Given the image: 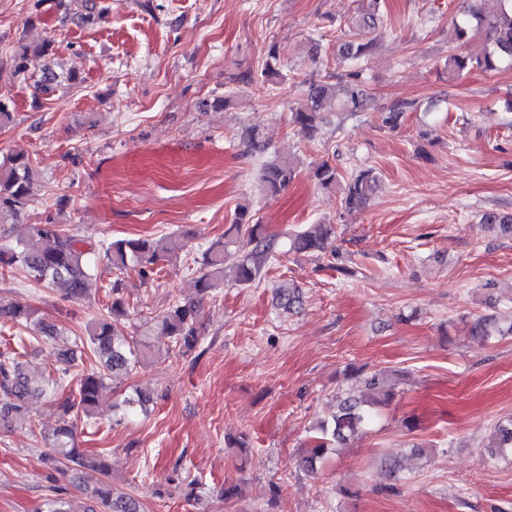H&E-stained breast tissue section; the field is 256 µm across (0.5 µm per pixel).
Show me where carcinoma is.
<instances>
[{"label":"carcinoma","instance_id":"1","mask_svg":"<svg viewBox=\"0 0 512 512\" xmlns=\"http://www.w3.org/2000/svg\"><path fill=\"white\" fill-rule=\"evenodd\" d=\"M74 1L82 7L81 12L75 14L81 23L94 25L104 18L105 10L99 7L98 0H59L60 6L66 10L63 19L70 18L68 10ZM383 7L384 0H360L358 18L343 33L340 46L342 58L360 61L371 56L376 45L373 33L378 28ZM453 31L456 40L463 45L481 32L485 33V41L476 55L460 52L450 56L445 63L448 72L459 77L474 70L487 73L512 68V0H498V9L493 13H484L473 5L461 10L453 23ZM279 58V45H271L260 72L261 82L269 83L279 75L276 68ZM35 61L40 62V77L36 81L40 92L47 93L61 84L79 83L76 73L56 67L50 41L20 45L11 57L10 76L17 79L33 76L31 66ZM366 96L363 79L357 72L310 78L305 81L303 103L291 112L292 123L305 139L313 141L325 123L328 109L360 112ZM414 110L416 104L413 102L395 103L382 113V123L395 129L400 126L404 114ZM239 140L248 153L261 151L265 145L259 128L255 126L242 128ZM298 166L299 163L290 159L275 158L264 162L261 184L265 193L274 196L288 187L296 176ZM311 177L319 186L329 188L339 181L340 173L335 164L322 160L312 166ZM377 183L378 177L371 169L352 172L343 198L345 208L352 210L364 206L375 193ZM32 185L33 163L29 156L10 155L0 163V223L8 217L17 220L28 208ZM480 224L512 232V215L485 212ZM230 231L247 233L250 240L255 242V248L245 256H236L227 249L226 242L213 243L203 253V272L197 280V291L203 296L223 284L228 272L235 284L243 287L252 285L273 259V244L264 235L263 225L253 221L248 207L240 206L235 210ZM333 236V225L310 224L288 237L289 249L297 253H323ZM185 249L186 242L178 236L157 242L141 238L117 239L92 247L51 218L29 225L27 238L16 244L0 245V271L20 269L38 282L61 285L65 295L71 299L81 300L87 294L91 277L97 271L95 261H104L115 275L110 283L112 302L106 307V312L93 317L85 326V334L72 339L57 324L36 317L30 307L20 302L0 303V324L30 330V334L19 337L23 344L43 338L56 341L58 356L63 364L58 377L38 381L27 372L17 353H0V424L24 414L30 397L49 389L64 392L67 387L74 386V389L67 390V397L60 398L62 424L52 433L42 436L47 448L42 462L55 471L67 464L77 466L86 490L100 512H139V507L134 498L112 486L109 463L100 458L87 457L78 448L71 419L82 418L93 423L99 394L107 376L141 362L150 348L146 341L125 335L119 326V317L125 314L126 306L120 296L121 275L135 270L146 276L153 272L159 261L176 258ZM275 299L278 306L288 311L301 307L303 303L302 291L293 283H284L277 288ZM198 321L197 304L175 302L158 317V335L169 337L181 352L188 353L199 343ZM469 333L486 339L512 335V323L503 328L495 318L483 316L469 326ZM84 348L93 354L97 368L83 370L73 376L70 369ZM359 381L364 383L365 393L359 397L346 396L329 420L313 428L306 454L299 462L302 469L314 471L328 449L345 444L361 434L371 421L373 410L391 399L392 392L386 376L374 373L359 378ZM487 447L493 455L512 452V421L494 426Z\"/></svg>","mask_w":512,"mask_h":512}]
</instances>
